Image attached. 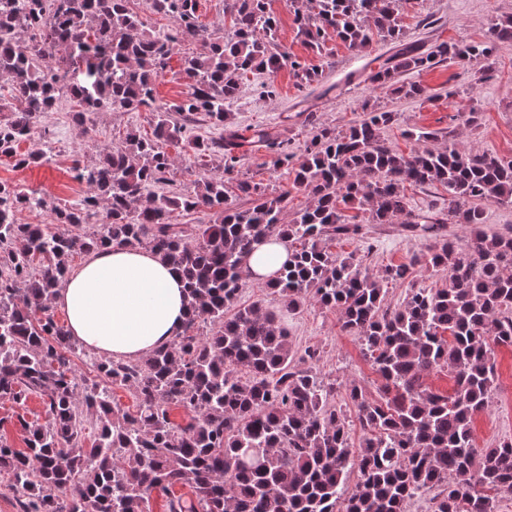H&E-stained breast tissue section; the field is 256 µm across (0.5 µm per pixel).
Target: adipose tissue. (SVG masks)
<instances>
[{
	"label": "adipose tissue",
	"mask_w": 512,
	"mask_h": 512,
	"mask_svg": "<svg viewBox=\"0 0 512 512\" xmlns=\"http://www.w3.org/2000/svg\"><path fill=\"white\" fill-rule=\"evenodd\" d=\"M287 246L268 240L247 261L251 281L275 278ZM71 335L108 359L137 361L167 346L187 319L181 278L153 252L132 246L88 253L57 289Z\"/></svg>",
	"instance_id": "ef3b65f1"
}]
</instances>
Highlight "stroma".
<instances>
[{
  "label": "stroma",
  "mask_w": 512,
  "mask_h": 512,
  "mask_svg": "<svg viewBox=\"0 0 512 512\" xmlns=\"http://www.w3.org/2000/svg\"><path fill=\"white\" fill-rule=\"evenodd\" d=\"M271 9L278 18L279 44L301 60L322 66L321 81L297 85L292 71L285 67L274 79L277 96L267 98L258 90L260 76H249L230 107L228 126L217 127L200 121L187 127L186 138L216 140L230 126L262 128L277 134L289 151L296 153L310 139L313 126L347 129L363 118L362 104L368 101L378 109L394 113L395 120L384 130L383 137L388 145L400 151L416 149V142L405 138L404 133L421 129L437 132L436 144L440 147L452 140L473 152L512 158V40L497 43L488 60L474 66L442 61L420 72L401 73L400 81L418 82L432 89L433 98L424 102L382 92L372 83L370 57L392 53L391 43L374 40L373 52L367 55L351 52L343 43L332 40L319 56L306 46L296 17L285 0H271ZM399 13L408 41L427 47L440 42H480L486 38L490 17L512 14V0H400ZM426 17L432 23L425 27L421 21ZM199 49L196 43L175 47L164 75L155 85L158 103L170 104L184 95L187 87L182 59ZM474 106L481 111L477 123L464 125L456 121V113ZM130 128L144 134L150 132L149 113L100 112L80 127L73 121L71 102L62 101L53 111L41 114L35 141L36 147L51 149L53 161L18 169L10 159L2 157L0 181L42 195L54 203H75L85 196L87 187L75 178L74 164H94L100 151L117 145ZM168 152L175 159L173 180L177 193L191 194L201 178L224 174L221 155L211 156L201 166L189 158L183 145H169ZM270 161L271 153L265 146L248 145L247 154L233 177L261 183L270 190H290L289 211L304 208L308 196L291 190L287 170H271ZM359 220V234L337 239L330 249L339 256L361 262L373 274L382 273L391 265L408 266L403 280L388 283V303L399 304L412 290L440 284V273L411 262L414 255L425 251L428 245L425 238L404 224L369 223L364 213ZM255 301L279 312L297 348L319 350L317 374L335 386L329 397L331 404L347 416H354L355 409L345 390L349 383L360 386L368 397L378 396L381 379L364 357L357 339L342 329L339 312L323 309L311 301L297 311L288 312L260 285L246 282L237 302L247 305ZM493 361L496 382L492 402L473 422L476 440L484 448L512 439V348H495Z\"/></svg>",
  "instance_id": "35a3bbf8"
}]
</instances>
